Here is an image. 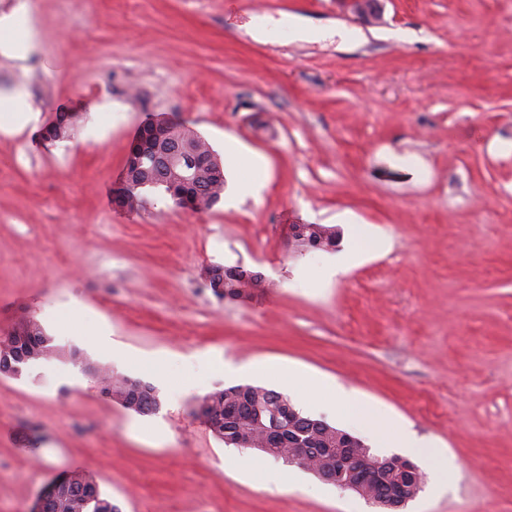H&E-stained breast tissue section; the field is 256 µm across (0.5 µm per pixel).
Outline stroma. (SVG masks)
Masks as SVG:
<instances>
[{
  "label": "stroma",
  "instance_id": "stroma-1",
  "mask_svg": "<svg viewBox=\"0 0 512 512\" xmlns=\"http://www.w3.org/2000/svg\"><path fill=\"white\" fill-rule=\"evenodd\" d=\"M379 5L365 21L339 0H0L26 15L0 35V335L32 316L55 348L0 375V512L79 470L120 512H383L296 465L277 488L279 461L211 433L199 398L250 383L225 362L261 360L447 456L448 481L425 467L401 512H512V0ZM255 15L280 25L255 40ZM293 16L366 38L295 41ZM61 112L78 115L69 135L43 140ZM150 118L219 156L233 137L260 165L225 161L206 212L154 189L123 210L113 190ZM354 223L387 250L323 278ZM292 224L339 237L304 250ZM216 265L262 285L219 298ZM100 371L152 385L158 410L104 398Z\"/></svg>",
  "mask_w": 512,
  "mask_h": 512
}]
</instances>
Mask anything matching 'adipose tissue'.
<instances>
[{
    "mask_svg": "<svg viewBox=\"0 0 512 512\" xmlns=\"http://www.w3.org/2000/svg\"><path fill=\"white\" fill-rule=\"evenodd\" d=\"M248 373L271 377L288 386L304 387L308 399L328 404L337 412L353 417L370 430L372 436L385 448H415L427 459L435 454L426 445L420 444L409 426L405 423L386 419L368 403L357 400L345 389L330 388L316 383L309 374L299 368L283 365L256 363L247 365Z\"/></svg>",
    "mask_w": 512,
    "mask_h": 512,
    "instance_id": "adipose-tissue-1",
    "label": "adipose tissue"
}]
</instances>
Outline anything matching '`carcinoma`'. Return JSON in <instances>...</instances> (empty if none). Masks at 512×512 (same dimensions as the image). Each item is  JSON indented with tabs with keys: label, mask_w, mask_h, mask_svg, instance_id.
<instances>
[{
	"label": "carcinoma",
	"mask_w": 512,
	"mask_h": 512,
	"mask_svg": "<svg viewBox=\"0 0 512 512\" xmlns=\"http://www.w3.org/2000/svg\"><path fill=\"white\" fill-rule=\"evenodd\" d=\"M169 136L176 140L188 141L195 148L213 154L206 141L193 130L171 120L164 121ZM180 171L168 167L159 169L153 156L142 159L141 170L136 172L128 189L131 201L127 205L130 210L143 207L142 188H161L170 193L173 187L171 180L177 178ZM192 195L191 209L206 211L213 208L224 194V168L218 159H213L211 166L202 170L197 182L190 186ZM297 246L305 248H327L336 244V228L325 224L294 225ZM223 277L220 281L209 282V288L220 298L236 299L248 294L251 288L250 275L253 271L242 266L221 267ZM35 355V358L53 353L51 338L46 335L42 325L32 317L17 322L5 335L4 347L0 348V356L14 350ZM101 392L112 395V400L122 407L138 414H150L157 406L155 389L150 384L130 377H114L108 373L101 376ZM288 403V397L271 389L254 385H236L213 391L202 397L201 406L205 408L202 417L212 434L226 446L250 448L270 455L277 460L288 461L293 449L301 446L315 449L308 456L306 469H323L325 448H333L339 444L342 430L321 419L295 426L284 432L281 442L275 445L276 453L269 452L265 447V429L251 415V409L259 407H277ZM64 491L48 506V512H118L112 500L104 495L93 479L83 472H73L63 479Z\"/></svg>",
	"instance_id": "carcinoma-1"
}]
</instances>
